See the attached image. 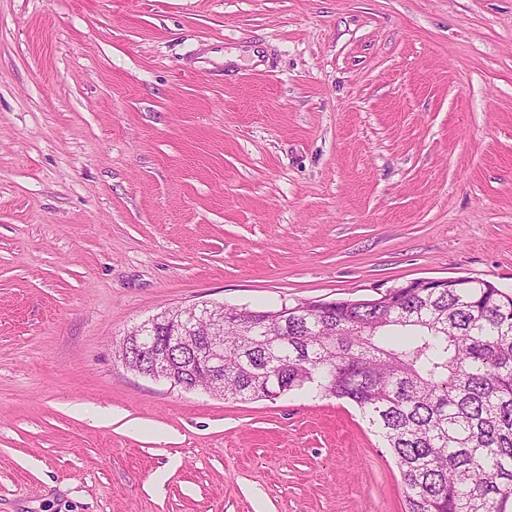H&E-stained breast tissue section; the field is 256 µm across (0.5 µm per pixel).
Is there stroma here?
<instances>
[{"mask_svg":"<svg viewBox=\"0 0 512 512\" xmlns=\"http://www.w3.org/2000/svg\"><path fill=\"white\" fill-rule=\"evenodd\" d=\"M454 277L512 292V0H0V512H406L351 403L118 350Z\"/></svg>","mask_w":512,"mask_h":512,"instance_id":"stroma-1","label":"stroma"}]
</instances>
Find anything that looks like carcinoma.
Segmentation results:
<instances>
[{
  "label": "carcinoma",
  "instance_id": "cac0c4a2",
  "mask_svg": "<svg viewBox=\"0 0 512 512\" xmlns=\"http://www.w3.org/2000/svg\"><path fill=\"white\" fill-rule=\"evenodd\" d=\"M224 308V398L317 389L391 449L407 512H512V294L488 281L338 300L243 339Z\"/></svg>",
  "mask_w": 512,
  "mask_h": 512
}]
</instances>
